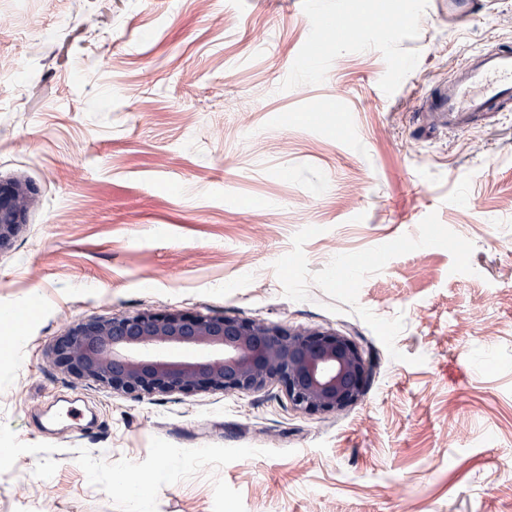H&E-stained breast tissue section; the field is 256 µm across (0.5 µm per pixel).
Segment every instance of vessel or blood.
I'll return each mask as SVG.
<instances>
[{"instance_id":"obj_1","label":"vessel or blood","mask_w":512,"mask_h":512,"mask_svg":"<svg viewBox=\"0 0 512 512\" xmlns=\"http://www.w3.org/2000/svg\"><path fill=\"white\" fill-rule=\"evenodd\" d=\"M448 13L449 24L470 22L478 11L477 0H436ZM313 26L321 44H333L342 33L354 39L374 42L386 37L366 16L353 13L340 23L314 18ZM512 109V50L487 47L471 53L438 85L426 100V113L436 128L448 132H467L489 117L503 116Z\"/></svg>"}]
</instances>
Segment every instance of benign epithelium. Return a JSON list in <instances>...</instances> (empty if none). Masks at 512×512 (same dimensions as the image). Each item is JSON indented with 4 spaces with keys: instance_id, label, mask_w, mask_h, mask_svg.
<instances>
[{
    "instance_id": "benign-epithelium-1",
    "label": "benign epithelium",
    "mask_w": 512,
    "mask_h": 512,
    "mask_svg": "<svg viewBox=\"0 0 512 512\" xmlns=\"http://www.w3.org/2000/svg\"><path fill=\"white\" fill-rule=\"evenodd\" d=\"M23 177L0 179V251L9 249L36 200ZM49 362L76 383L131 397L280 388L306 414H341L363 398L370 358L345 333L182 310L143 311L73 323Z\"/></svg>"
}]
</instances>
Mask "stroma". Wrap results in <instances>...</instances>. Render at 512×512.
I'll return each instance as SVG.
<instances>
[{
    "label": "stroma",
    "instance_id": "stroma-1",
    "mask_svg": "<svg viewBox=\"0 0 512 512\" xmlns=\"http://www.w3.org/2000/svg\"><path fill=\"white\" fill-rule=\"evenodd\" d=\"M416 8L0 0L25 62L0 73V178L37 189L0 253V512H512V118H420L512 43V0L461 28ZM353 10L389 38L318 47L310 12ZM144 310L334 328L372 377L308 415L276 387L132 398L47 364L67 325ZM70 399L93 426L45 440ZM137 467L153 485L111 493Z\"/></svg>",
    "mask_w": 512,
    "mask_h": 512
}]
</instances>
